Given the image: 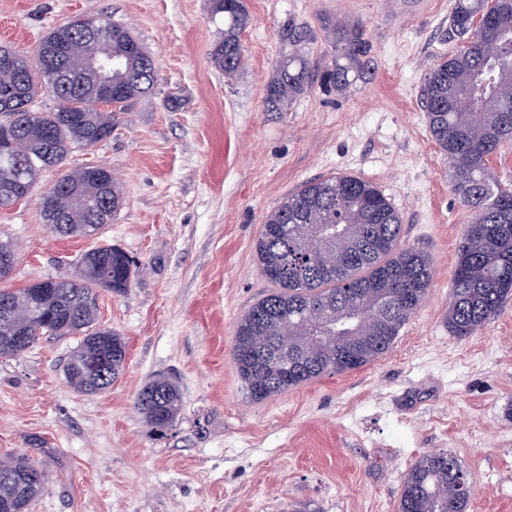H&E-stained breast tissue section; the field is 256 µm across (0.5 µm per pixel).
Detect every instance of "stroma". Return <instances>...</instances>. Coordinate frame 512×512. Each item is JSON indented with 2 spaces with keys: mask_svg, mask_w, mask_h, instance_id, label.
<instances>
[{
  "mask_svg": "<svg viewBox=\"0 0 512 512\" xmlns=\"http://www.w3.org/2000/svg\"><path fill=\"white\" fill-rule=\"evenodd\" d=\"M245 5L243 65L228 77L210 59L223 24L209 0H0V45L28 58L53 28L101 18L127 28L158 70L109 138L66 157L64 168L105 166L124 188L98 238L61 237L43 222L40 197L64 168L42 171L27 198L0 209V241L18 251L0 289L73 277L102 244L139 267L126 293L98 291V327L127 346L107 390L69 385L78 333L0 356V459L25 453L44 470L31 512H397L414 461L449 452L474 479L468 512H512V302L474 336L448 331L471 214L420 101L425 73L460 48L452 0ZM334 22L363 24L370 76L346 95L315 86L287 111H267L264 85L290 26L313 30L307 50L320 68ZM336 175L372 182L398 210L401 244L432 260L428 297L379 358L249 401L232 338L270 289L254 243L288 194ZM157 374L182 396L164 431L135 407Z\"/></svg>",
  "mask_w": 512,
  "mask_h": 512,
  "instance_id": "stroma-1",
  "label": "stroma"
}]
</instances>
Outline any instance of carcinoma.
Segmentation results:
<instances>
[{"label":"carcinoma","instance_id":"carcinoma-1","mask_svg":"<svg viewBox=\"0 0 512 512\" xmlns=\"http://www.w3.org/2000/svg\"><path fill=\"white\" fill-rule=\"evenodd\" d=\"M212 18H221L224 32L213 44L211 62L226 75L243 60L241 32L249 24L243 0H211ZM461 49L442 58L425 74L422 104L433 140L448 158L453 189L473 212L458 247V259L448 303V331L465 339L477 333L512 298V188L502 185L489 159L512 141V0H453L449 14ZM93 36L73 21L43 40L58 48L71 79L53 95L57 106L34 112L30 104L48 90L53 75L47 61L30 62L15 49L0 46V56L14 58L16 69H0V153L14 134L24 137L28 153L0 164V208L16 202L22 172L32 167L64 163L73 145L91 147L112 134L117 113L126 111L147 93L157 78L154 60L127 30L108 23ZM331 61L320 71L310 69L306 47L315 40L307 26L288 33L292 50L281 58L265 86V104L284 112L313 84L347 94L367 72L369 41L360 24L326 26ZM92 55L122 60V94L103 101L108 112L88 111L94 77L85 72ZM87 169L63 174L40 199L41 210L52 202L58 216L52 231L80 236L86 224L111 222L123 202L122 187L106 177L104 189H85ZM271 236L260 232L255 254L269 292L237 323L232 359L247 398L262 402L305 385L328 372L356 370L385 353L400 328L415 314L432 280L430 256L400 244L401 217L372 183L354 176H331L305 184L289 194L264 221ZM321 245L305 255L302 245L313 237ZM97 261L112 265V291L123 294L134 275L132 261L119 249L98 252ZM56 289L40 316L28 318L26 300L43 290L36 282L25 288H1L0 308L15 309V321H0V336L15 327L25 329L27 346L0 343V355H17L44 335L85 332L79 349L97 348L111 359L107 385L118 377L126 357L121 336L94 328L95 295L99 282L82 256L76 278ZM358 313L360 324L343 331L336 312ZM280 340L288 348L308 353L307 364L283 374L274 362L255 369L249 356ZM78 353L66 364L69 383L79 392L94 393L79 376ZM135 406L157 431L173 426L181 409L178 388L157 376L137 393ZM40 468L26 453L0 460V512H13L28 495L37 499L43 484L30 473ZM473 486L469 474L451 453L425 454L411 467L398 502V512H467Z\"/></svg>","mask_w":512,"mask_h":512}]
</instances>
